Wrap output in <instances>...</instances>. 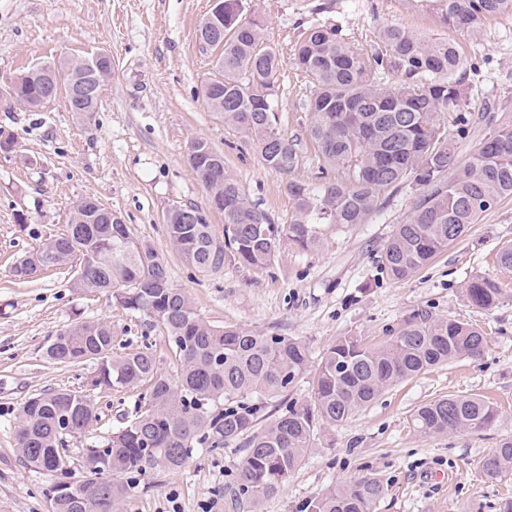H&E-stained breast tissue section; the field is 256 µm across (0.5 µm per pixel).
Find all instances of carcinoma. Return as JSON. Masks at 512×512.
I'll return each instance as SVG.
<instances>
[{
    "label": "carcinoma",
    "instance_id": "1",
    "mask_svg": "<svg viewBox=\"0 0 512 512\" xmlns=\"http://www.w3.org/2000/svg\"><path fill=\"white\" fill-rule=\"evenodd\" d=\"M449 28L480 32L492 17L512 13V0H435ZM198 36L213 41L220 78L203 91L207 105L224 115L256 145L265 165L286 177L296 163L294 144L281 129L274 91L285 61L266 42L263 24L248 14L247 0H224V34L203 18ZM386 51L365 56L333 27L316 25L294 49L293 65L313 89L309 134L323 161V181H285L294 211L287 224H274L252 204L239 181L224 168V154L194 139L192 167L206 192L224 196V240L212 225L181 224L171 218L166 233L182 259L207 275L233 258L253 268L271 265L281 251H309L319 242L317 225L366 224L382 207V193L402 185L426 189L415 213L397 225L381 255L384 271L404 280L459 239L470 224L504 198L512 197V124L502 123L461 160L448 137L447 114L456 113L457 135L468 118L461 74L469 62L447 41H426L396 25L384 27ZM48 86L33 89L26 75L14 80L38 108L67 94L75 71L51 67ZM340 168L339 178L328 170ZM75 262L84 269L75 287L106 292L128 310L161 327L178 378L161 367L150 347L112 354V327L79 321L46 345L54 363L97 362L90 390H119L143 384L146 393L94 446L85 449V475L51 503V512H103L102 501L126 496L155 472H177L197 449L211 451L241 436L248 448L233 477L235 504L249 508L275 496L312 452L320 425L335 427L368 407L384 390L430 368L478 358L487 336L456 319L413 312L388 340L377 345L342 336L322 354L311 396L289 403L259 432L266 404L288 392L309 368V343L295 336L244 332L214 326L196 314L190 298L170 284L164 260L138 242L128 225L109 223L102 203L75 202L62 232L45 238L18 264L37 273ZM472 306L490 310L502 295L499 284L475 277L464 288ZM498 410L480 395H447L418 407L414 428L426 435L486 429ZM98 421L87 391L47 390L25 400L14 417L16 448L34 468L49 473L65 442L78 440L83 427ZM484 475L512 474V440L482 459ZM385 492L382 482L364 477L335 486L309 500L303 512H373Z\"/></svg>",
    "mask_w": 512,
    "mask_h": 512
}]
</instances>
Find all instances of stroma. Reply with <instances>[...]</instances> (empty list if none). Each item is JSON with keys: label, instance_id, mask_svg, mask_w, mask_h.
I'll list each match as a JSON object with an SVG mask.
<instances>
[{"label": "stroma", "instance_id": "stroma-1", "mask_svg": "<svg viewBox=\"0 0 512 512\" xmlns=\"http://www.w3.org/2000/svg\"><path fill=\"white\" fill-rule=\"evenodd\" d=\"M249 3L286 62L277 83L281 126L297 152L286 178L266 167L253 142L204 101L215 54L202 48L198 29L211 0H0V132L15 140L12 151H0V512H48V476L15 448L19 406L45 390L88 389L96 371L92 360L66 365L46 359L47 342L58 330L81 320L108 323L114 353L148 345L162 355L164 371L176 372L160 327L113 297L74 288L71 267L28 280L13 276V264L61 232L82 197L111 208L137 240L158 252L172 287L191 298L203 321L304 338L312 363L341 336L385 341L418 310L476 324L487 334L480 358L433 368L383 392L348 422L319 428L316 451L263 501L261 512H302L328 488L364 476L386 488L374 512H499L501 502L512 499V475L488 480L481 460L512 438V268L496 259L502 245L512 244V197L404 280L391 279L380 256L396 225L412 216L424 193L418 185L385 194L369 223L321 225L317 248L286 250L266 269L229 259L220 272L199 273L171 248L164 217L176 206L206 205V191L187 163L190 142L204 139L223 152L251 203L273 223L289 222L293 203L285 179L314 182L320 166L307 133L311 89L292 64L297 42L319 23L338 27L364 54L383 50L380 30L394 24L429 41H449L472 59L463 78L472 129L457 142L459 158H467L497 125L512 123V16L490 18L473 35L442 25L432 0ZM100 51L111 55L112 75L92 116L78 117L61 97L33 112L9 100L14 78L33 66ZM476 276L502 289L492 310L473 307L463 294ZM143 391L139 385L94 393L99 422L71 444L73 479L83 475L85 448L117 426ZM448 394L484 397L497 408V421L477 432L434 436L413 428L410 416L419 406ZM246 446L242 437L217 453L200 449L182 470L145 477L113 502L112 512H201L206 501L214 502L213 512H234L232 472Z\"/></svg>", "mask_w": 512, "mask_h": 512}]
</instances>
